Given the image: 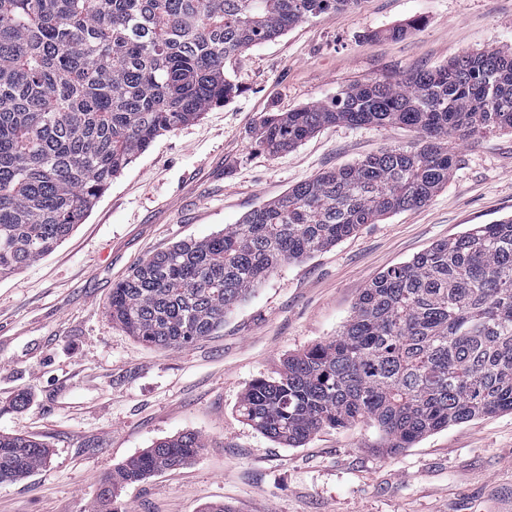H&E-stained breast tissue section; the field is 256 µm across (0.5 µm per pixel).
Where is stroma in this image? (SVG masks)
Listing matches in <instances>:
<instances>
[{
	"label": "stroma",
	"instance_id": "stroma-1",
	"mask_svg": "<svg viewBox=\"0 0 512 512\" xmlns=\"http://www.w3.org/2000/svg\"><path fill=\"white\" fill-rule=\"evenodd\" d=\"M418 20L398 39L385 30ZM512 50V0H360L227 62L237 95L157 137L56 250L0 279V433L48 458L0 485V512H91L113 470L156 442L200 434L184 467L124 487L116 512H512V412L427 434L390 454L376 428H326L291 448L240 417L242 393L288 355L338 334L387 269L512 216V134L455 142L458 166L425 206L362 225L263 281L213 336L158 349L107 317L112 287L148 255L238 222L320 172L413 144L393 125L320 129L272 155L271 112L350 84ZM24 406H14L17 395Z\"/></svg>",
	"mask_w": 512,
	"mask_h": 512
}]
</instances>
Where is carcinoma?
<instances>
[{
  "label": "carcinoma",
  "instance_id": "cac0c4a2",
  "mask_svg": "<svg viewBox=\"0 0 512 512\" xmlns=\"http://www.w3.org/2000/svg\"><path fill=\"white\" fill-rule=\"evenodd\" d=\"M358 0H0V276L65 240L112 179L165 132L238 92L227 60ZM417 135L321 172L224 231L180 241L112 286V322L157 348L206 337L266 278L363 224L426 205L457 167L455 141L512 133V53L486 48L430 70L367 78L264 117L259 144L291 148L325 126ZM512 412V216L436 243L359 294L336 336L288 356L238 412L297 448L366 424L394 454L451 424ZM187 432L119 465L100 492L175 470ZM39 441L0 434V484L38 469Z\"/></svg>",
  "mask_w": 512,
  "mask_h": 512
}]
</instances>
